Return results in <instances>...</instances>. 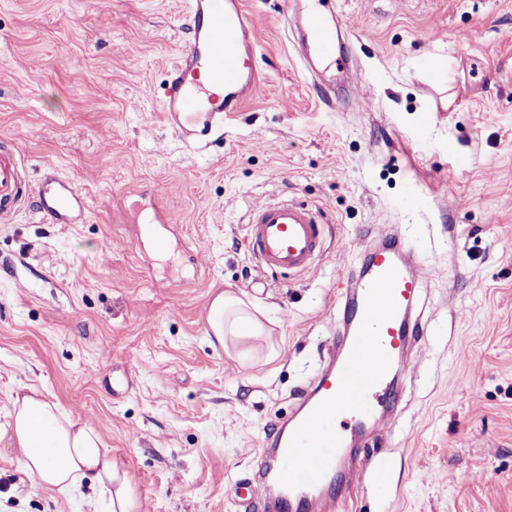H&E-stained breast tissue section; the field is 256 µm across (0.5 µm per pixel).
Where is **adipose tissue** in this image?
<instances>
[{"label":"adipose tissue","mask_w":512,"mask_h":512,"mask_svg":"<svg viewBox=\"0 0 512 512\" xmlns=\"http://www.w3.org/2000/svg\"><path fill=\"white\" fill-rule=\"evenodd\" d=\"M268 330L250 302L229 291L215 293L208 311L211 344L228 348L257 339ZM24 470L42 489L72 495L88 486L106 496L110 512H136L137 503L126 471L112 459L99 434L37 391L16 396L10 419L0 426Z\"/></svg>","instance_id":"obj_1"}]
</instances>
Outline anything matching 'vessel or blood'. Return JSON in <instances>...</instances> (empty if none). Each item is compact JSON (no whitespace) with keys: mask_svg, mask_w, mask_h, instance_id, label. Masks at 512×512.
Instances as JSON below:
<instances>
[{"mask_svg":"<svg viewBox=\"0 0 512 512\" xmlns=\"http://www.w3.org/2000/svg\"><path fill=\"white\" fill-rule=\"evenodd\" d=\"M325 6V0H312L292 31L303 64L336 56ZM286 18L283 12L249 11L244 0H191L190 45L176 57L164 86V117L183 140L208 136L225 114L241 111L257 93L258 31L266 24L283 27ZM31 198L61 224L74 221L83 207L68 182L27 185L16 153L0 150V222ZM247 241L261 267L303 273L324 253V223L318 210L301 201L264 204L252 213ZM437 269V263L421 264L403 250L394 234L366 250L358 276L343 293L345 335L338 358L318 374L265 448L285 463L276 476L278 512H323L337 483H354L356 471L339 468L347 437L389 420L379 404L394 397L393 366L405 365L424 335L414 309L425 276Z\"/></svg>","mask_w":512,"mask_h":512,"instance_id":"obj_1","label":"vessel or blood"}]
</instances>
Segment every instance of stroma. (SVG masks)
I'll return each mask as SVG.
<instances>
[{"label": "stroma", "mask_w": 512, "mask_h": 512, "mask_svg": "<svg viewBox=\"0 0 512 512\" xmlns=\"http://www.w3.org/2000/svg\"><path fill=\"white\" fill-rule=\"evenodd\" d=\"M187 10L0 0V148L85 202L73 224L34 201L0 223V424L36 390L100 434L137 512H247L237 485L327 364L342 290L392 228L440 271L388 433L359 441L375 454L333 512H512V0H339L367 116L334 67L322 104L283 32L261 27L256 95L195 144L162 112ZM282 199L325 222L300 276L261 269L246 242L253 208ZM156 201L167 258L145 237ZM224 290L269 330L232 357L207 336ZM107 509L39 488L0 443V512Z\"/></svg>", "instance_id": "1"}]
</instances>
